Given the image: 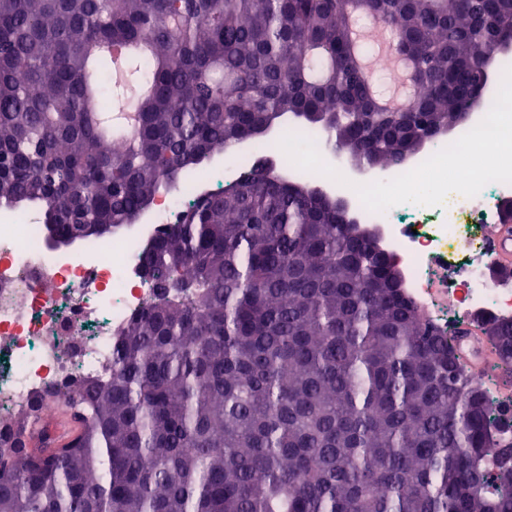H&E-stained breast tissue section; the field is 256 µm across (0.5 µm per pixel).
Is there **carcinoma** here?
<instances>
[{
    "label": "carcinoma",
    "mask_w": 512,
    "mask_h": 512,
    "mask_svg": "<svg viewBox=\"0 0 512 512\" xmlns=\"http://www.w3.org/2000/svg\"><path fill=\"white\" fill-rule=\"evenodd\" d=\"M415 72L383 108L355 57ZM512 0H0V208L53 246L105 240L157 193L288 117L394 167L483 103ZM125 147L114 153L112 142ZM153 298L97 380L0 415V512H512V397L458 366L391 256L310 183L258 166L144 246ZM512 369V319L482 323Z\"/></svg>",
    "instance_id": "obj_1"
}]
</instances>
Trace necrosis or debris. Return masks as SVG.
Masks as SVG:
<instances>
[{
  "label": "necrosis or debris",
  "instance_id": "obj_1",
  "mask_svg": "<svg viewBox=\"0 0 512 512\" xmlns=\"http://www.w3.org/2000/svg\"><path fill=\"white\" fill-rule=\"evenodd\" d=\"M482 110L402 166L356 177L338 165L322 131L286 123L280 132L297 142L294 153L250 144L228 151L211 179L158 194L141 229L75 250L48 249L38 214L0 210V405L38 396L41 417L49 420L53 391L74 375L104 374L115 333L152 297L139 258L148 237L177 223L194 194L216 191L265 160L288 179L351 198L355 220L375 231L407 296L433 326L512 318V276L494 275L481 234L512 201V98L490 94ZM439 167L453 168L454 178L414 197L416 179Z\"/></svg>",
  "mask_w": 512,
  "mask_h": 512
}]
</instances>
